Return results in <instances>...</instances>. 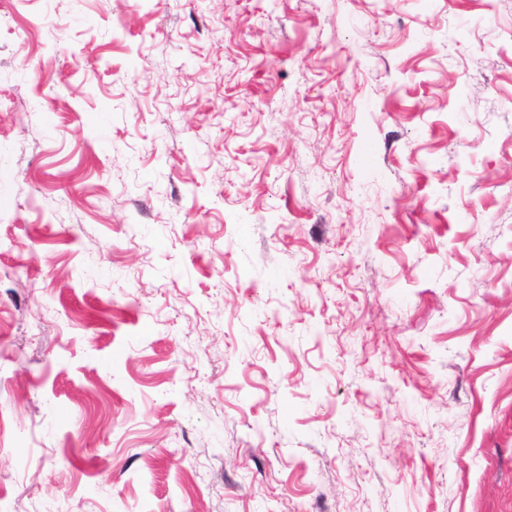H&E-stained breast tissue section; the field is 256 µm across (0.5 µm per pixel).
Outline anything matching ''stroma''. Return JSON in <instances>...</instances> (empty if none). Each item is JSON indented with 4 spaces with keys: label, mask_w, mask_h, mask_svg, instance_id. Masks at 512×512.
<instances>
[{
    "label": "stroma",
    "mask_w": 512,
    "mask_h": 512,
    "mask_svg": "<svg viewBox=\"0 0 512 512\" xmlns=\"http://www.w3.org/2000/svg\"><path fill=\"white\" fill-rule=\"evenodd\" d=\"M0 512H512V0H0Z\"/></svg>",
    "instance_id": "35a3bbf8"
}]
</instances>
